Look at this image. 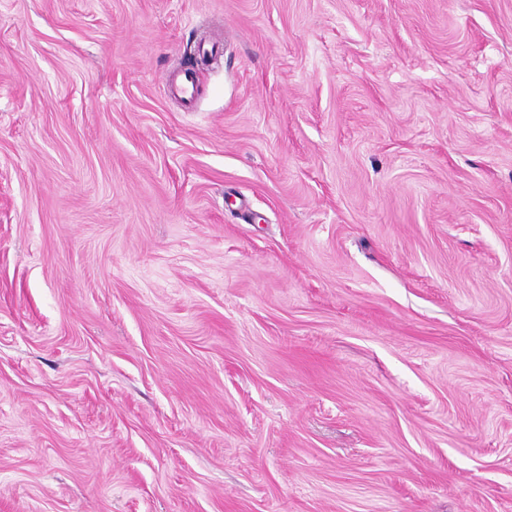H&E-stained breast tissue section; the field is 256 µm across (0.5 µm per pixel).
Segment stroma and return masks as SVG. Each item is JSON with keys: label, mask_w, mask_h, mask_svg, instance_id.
Listing matches in <instances>:
<instances>
[{"label": "stroma", "mask_w": 512, "mask_h": 512, "mask_svg": "<svg viewBox=\"0 0 512 512\" xmlns=\"http://www.w3.org/2000/svg\"><path fill=\"white\" fill-rule=\"evenodd\" d=\"M0 512H512V0H0Z\"/></svg>", "instance_id": "obj_1"}]
</instances>
